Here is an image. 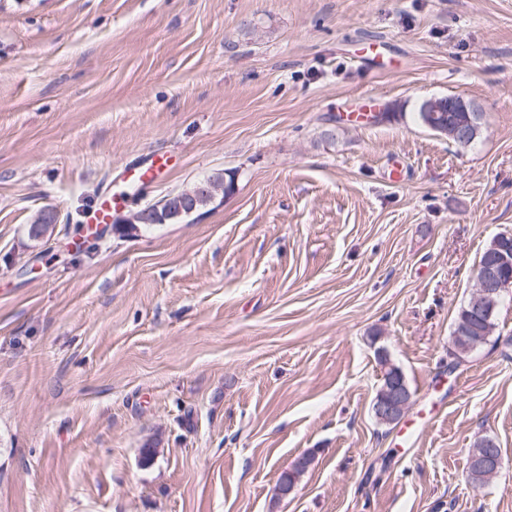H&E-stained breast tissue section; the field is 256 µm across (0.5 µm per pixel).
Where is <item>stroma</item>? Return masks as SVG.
Listing matches in <instances>:
<instances>
[{"mask_svg":"<svg viewBox=\"0 0 512 512\" xmlns=\"http://www.w3.org/2000/svg\"><path fill=\"white\" fill-rule=\"evenodd\" d=\"M454 94L486 116L465 149L413 119ZM370 99L404 112L358 122ZM163 152L125 211L234 194L76 249ZM504 232L512 0H0V512H512V299L448 366ZM381 347L413 393L393 428ZM484 436L504 467L476 488ZM173 162L167 155L156 154L147 161L137 166H130L126 170V176L141 185L152 182L159 174L170 170ZM124 205V196L120 193L105 192L98 197L93 210L86 216L85 223L96 228L112 224L115 214Z\"/></svg>","mask_w":512,"mask_h":512,"instance_id":"1","label":"stroma"}]
</instances>
